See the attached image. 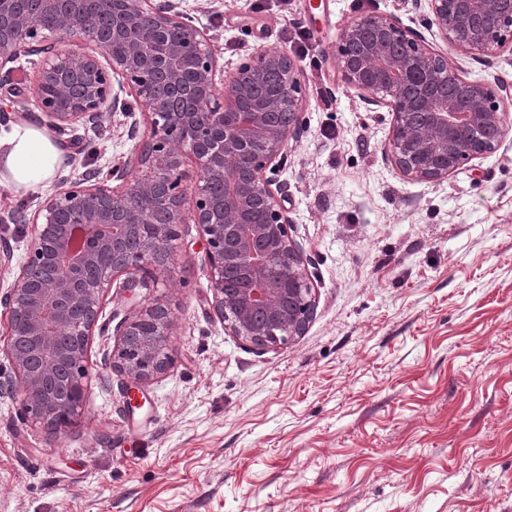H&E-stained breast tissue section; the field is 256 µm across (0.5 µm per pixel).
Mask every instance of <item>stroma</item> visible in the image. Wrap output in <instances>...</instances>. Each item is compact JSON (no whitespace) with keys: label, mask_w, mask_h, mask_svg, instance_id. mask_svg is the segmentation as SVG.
<instances>
[{"label":"stroma","mask_w":512,"mask_h":512,"mask_svg":"<svg viewBox=\"0 0 512 512\" xmlns=\"http://www.w3.org/2000/svg\"><path fill=\"white\" fill-rule=\"evenodd\" d=\"M231 69L262 50L300 56L303 133L273 174L288 188L292 237L317 293L303 336L259 351L211 307L204 242L180 227L170 272L128 296L111 289L88 365L131 308L166 302L167 370L127 410L126 377L92 383L75 428L55 442L0 397V512H512V136L438 182L403 179L385 153L387 108L341 88L344 27L393 13L472 79L512 84V49L456 53L414 0H183ZM38 59L0 85V136L34 111ZM69 180L136 157L150 137L140 106L78 127ZM59 182L0 184L11 288L28 224Z\"/></svg>","instance_id":"35a3bbf8"}]
</instances>
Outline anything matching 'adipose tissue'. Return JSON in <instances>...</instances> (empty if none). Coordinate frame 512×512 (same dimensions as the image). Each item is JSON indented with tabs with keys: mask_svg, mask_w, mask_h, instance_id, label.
Here are the masks:
<instances>
[{
	"mask_svg": "<svg viewBox=\"0 0 512 512\" xmlns=\"http://www.w3.org/2000/svg\"><path fill=\"white\" fill-rule=\"evenodd\" d=\"M62 163L57 142L32 125L13 126L0 137V168L16 188L32 190L51 182Z\"/></svg>",
	"mask_w": 512,
	"mask_h": 512,
	"instance_id": "adipose-tissue-1",
	"label": "adipose tissue"
}]
</instances>
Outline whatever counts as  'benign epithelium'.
<instances>
[{"instance_id": "1", "label": "benign epithelium", "mask_w": 512, "mask_h": 512, "mask_svg": "<svg viewBox=\"0 0 512 512\" xmlns=\"http://www.w3.org/2000/svg\"><path fill=\"white\" fill-rule=\"evenodd\" d=\"M24 2L0 0V83L20 57L41 56L43 93L31 113L38 126L58 137L96 127L107 113L128 111L129 96L151 125L135 175L125 164L109 173L117 186L97 174L64 179L41 202L27 259L14 286L0 292L8 336L0 353L13 369L0 395L19 401L21 421L54 441L77 424L90 389L88 347L105 289L119 280L131 292L170 271L189 193L224 330L263 351L303 335L316 288L289 235L288 190L268 173L298 140L304 98L301 66L282 50L236 66L215 94L209 38L186 21L180 0H34L35 15ZM425 2L439 38L463 55L490 57L512 45V0ZM103 4L106 63L44 43L47 31L101 46L95 18ZM337 68L345 90L392 112L385 152L408 180H446L512 134V87L463 75L394 14L353 19L340 36ZM284 112L292 117L286 125L276 120ZM187 157L200 179L178 189ZM164 180L166 219L156 223L150 207ZM173 326L162 303L122 319L109 366L136 386L164 372Z\"/></svg>"}]
</instances>
